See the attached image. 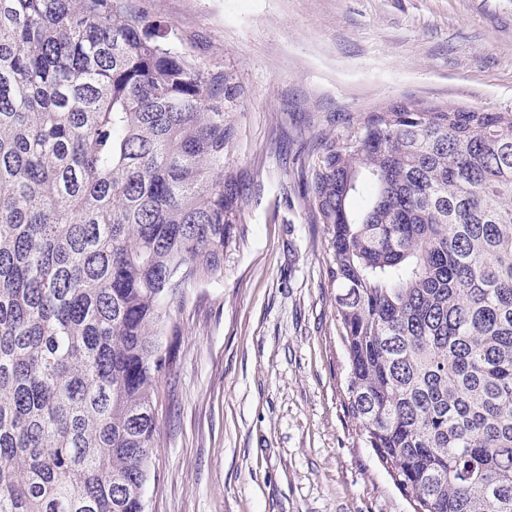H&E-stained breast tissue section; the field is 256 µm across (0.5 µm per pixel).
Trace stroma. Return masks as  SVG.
<instances>
[{
  "mask_svg": "<svg viewBox=\"0 0 512 512\" xmlns=\"http://www.w3.org/2000/svg\"><path fill=\"white\" fill-rule=\"evenodd\" d=\"M244 90L253 175L224 276L163 337L146 512H412L344 409L324 225L298 154L394 102L512 109V0H129Z\"/></svg>",
  "mask_w": 512,
  "mask_h": 512,
  "instance_id": "1",
  "label": "stroma"
}]
</instances>
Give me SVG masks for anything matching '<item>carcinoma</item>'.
<instances>
[{"label":"carcinoma","mask_w":512,"mask_h":512,"mask_svg":"<svg viewBox=\"0 0 512 512\" xmlns=\"http://www.w3.org/2000/svg\"><path fill=\"white\" fill-rule=\"evenodd\" d=\"M127 0H0V512H145L170 303L224 276L243 88ZM345 408L413 512H512V110L322 144Z\"/></svg>","instance_id":"1"}]
</instances>
